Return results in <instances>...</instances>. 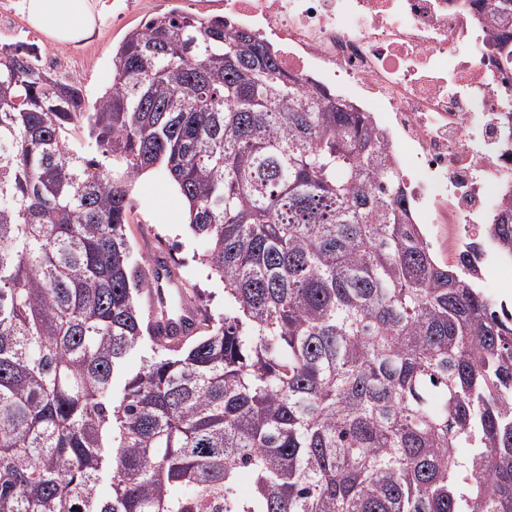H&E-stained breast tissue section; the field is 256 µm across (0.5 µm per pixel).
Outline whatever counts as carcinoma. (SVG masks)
I'll list each match as a JSON object with an SVG mask.
<instances>
[{"mask_svg":"<svg viewBox=\"0 0 512 512\" xmlns=\"http://www.w3.org/2000/svg\"><path fill=\"white\" fill-rule=\"evenodd\" d=\"M146 170L234 309L175 346L129 250ZM485 228L440 263L370 113L222 18L130 30L90 107L0 43V512H512V310L480 286L512 199Z\"/></svg>","mask_w":512,"mask_h":512,"instance_id":"obj_1","label":"carcinoma"}]
</instances>
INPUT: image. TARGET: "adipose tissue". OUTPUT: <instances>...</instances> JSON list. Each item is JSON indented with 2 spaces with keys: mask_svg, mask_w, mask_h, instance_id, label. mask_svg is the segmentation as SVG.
<instances>
[{
  "mask_svg": "<svg viewBox=\"0 0 512 512\" xmlns=\"http://www.w3.org/2000/svg\"><path fill=\"white\" fill-rule=\"evenodd\" d=\"M16 11L37 31L62 45L89 38L106 0H14Z\"/></svg>",
  "mask_w": 512,
  "mask_h": 512,
  "instance_id": "1",
  "label": "adipose tissue"
}]
</instances>
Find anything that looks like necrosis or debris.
Returning <instances> with one entry per match:
<instances>
[{
    "instance_id": "necrosis-or-debris-1",
    "label": "necrosis or debris",
    "mask_w": 512,
    "mask_h": 512,
    "mask_svg": "<svg viewBox=\"0 0 512 512\" xmlns=\"http://www.w3.org/2000/svg\"><path fill=\"white\" fill-rule=\"evenodd\" d=\"M234 26L271 41L305 89L352 96L377 114L391 154L408 150V197L448 247L480 236L512 191L501 134L512 68L491 53L483 0H217Z\"/></svg>"
}]
</instances>
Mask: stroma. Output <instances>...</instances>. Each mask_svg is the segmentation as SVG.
I'll return each instance as SVG.
<instances>
[{
    "label": "stroma",
    "mask_w": 512,
    "mask_h": 512,
    "mask_svg": "<svg viewBox=\"0 0 512 512\" xmlns=\"http://www.w3.org/2000/svg\"><path fill=\"white\" fill-rule=\"evenodd\" d=\"M180 8L196 14H209L206 0H107V10L95 33L76 45H61L31 28L11 6L0 0V40L35 44L45 68L59 77H77L85 90L87 103H94L112 76V52L127 31L144 18ZM132 195L134 210L128 235L136 258L150 259L153 249L167 251L179 267L182 279L201 290L212 314L224 315V291L220 282L210 279L199 264L205 245L186 225L184 206L172 183L157 171L137 180Z\"/></svg>",
    "instance_id": "obj_1"
}]
</instances>
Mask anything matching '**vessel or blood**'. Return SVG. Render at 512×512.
<instances>
[{
    "label": "vessel or blood",
    "mask_w": 512,
    "mask_h": 512,
    "mask_svg": "<svg viewBox=\"0 0 512 512\" xmlns=\"http://www.w3.org/2000/svg\"><path fill=\"white\" fill-rule=\"evenodd\" d=\"M152 278L154 287L149 294L151 306L169 308L170 315L165 323L166 330L185 333L194 331L196 317L191 308L184 305L182 280L174 265L163 254H156L153 260Z\"/></svg>",
    "instance_id": "vessel-or-blood-1"
}]
</instances>
